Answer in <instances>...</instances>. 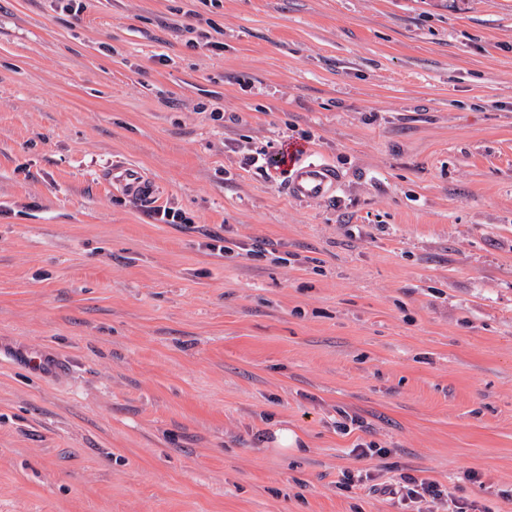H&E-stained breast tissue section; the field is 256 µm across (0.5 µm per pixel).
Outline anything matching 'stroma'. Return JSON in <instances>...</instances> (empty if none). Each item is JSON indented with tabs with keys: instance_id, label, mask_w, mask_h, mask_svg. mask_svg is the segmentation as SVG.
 <instances>
[{
	"instance_id": "1",
	"label": "stroma",
	"mask_w": 512,
	"mask_h": 512,
	"mask_svg": "<svg viewBox=\"0 0 512 512\" xmlns=\"http://www.w3.org/2000/svg\"><path fill=\"white\" fill-rule=\"evenodd\" d=\"M458 504L512 512V0H0V512ZM339 183L340 175L335 167L301 159L288 161V179L282 189L299 201L329 199L335 196ZM119 174V175H116ZM111 184H119L131 193L141 192L145 188V181L139 171L131 167L112 166V175L108 178ZM404 485L401 486L399 491H396L395 489H391L388 485H382L379 490L383 493L391 494H398L400 491L403 493L404 496H406L410 501L413 499L417 502L423 501V499L426 498V496H429L431 498L439 497L441 494V491L438 489V486L430 483L425 482H418L417 479L411 477V476H404L403 477Z\"/></svg>"
}]
</instances>
